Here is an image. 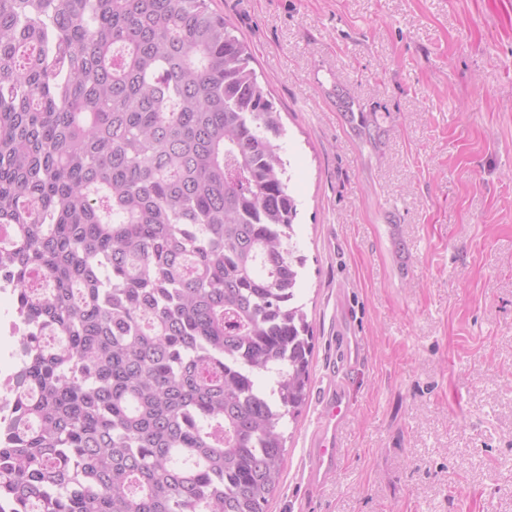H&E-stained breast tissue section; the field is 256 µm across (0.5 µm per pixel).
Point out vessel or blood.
Listing matches in <instances>:
<instances>
[{
	"mask_svg": "<svg viewBox=\"0 0 512 512\" xmlns=\"http://www.w3.org/2000/svg\"><path fill=\"white\" fill-rule=\"evenodd\" d=\"M323 404L321 421L313 443L314 465L308 476L309 482L313 484L327 480L338 464L339 431L349 413L342 381L336 380L327 386Z\"/></svg>",
	"mask_w": 512,
	"mask_h": 512,
	"instance_id": "obj_1",
	"label": "vessel or blood"
}]
</instances>
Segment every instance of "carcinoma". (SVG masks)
Here are the masks:
<instances>
[{"label": "carcinoma", "mask_w": 512, "mask_h": 512, "mask_svg": "<svg viewBox=\"0 0 512 512\" xmlns=\"http://www.w3.org/2000/svg\"><path fill=\"white\" fill-rule=\"evenodd\" d=\"M252 61L210 0H0V512H267L313 334ZM21 352V342L16 340L12 349H4L0 348V360L2 355H7L8 357L15 358ZM2 364V369H1ZM19 357L15 359H2L0 363V424L1 426L4 424H8L13 417L15 401L14 396L16 395V379L15 372L16 370L10 372H2V370L12 369L14 367H18Z\"/></svg>", "instance_id": "obj_1"}]
</instances>
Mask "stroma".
<instances>
[{
	"label": "stroma",
	"instance_id": "obj_1",
	"mask_svg": "<svg viewBox=\"0 0 512 512\" xmlns=\"http://www.w3.org/2000/svg\"><path fill=\"white\" fill-rule=\"evenodd\" d=\"M211 6L281 112L315 336L268 512H512V0ZM340 324L362 356L311 490Z\"/></svg>",
	"mask_w": 512,
	"mask_h": 512
}]
</instances>
